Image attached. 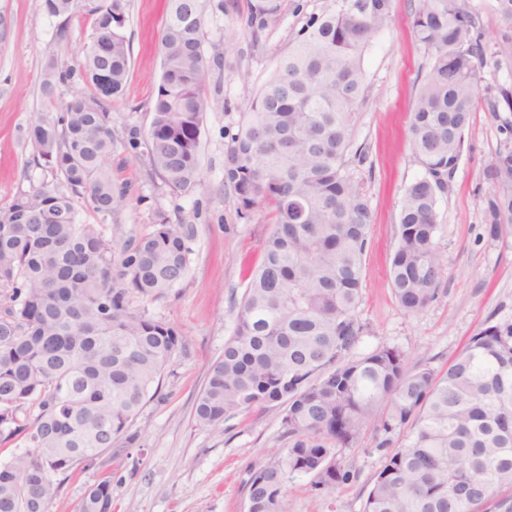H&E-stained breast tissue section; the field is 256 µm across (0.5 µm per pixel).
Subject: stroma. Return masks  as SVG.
Returning a JSON list of instances; mask_svg holds the SVG:
<instances>
[{
    "instance_id": "35a3bbf8",
    "label": "stroma",
    "mask_w": 512,
    "mask_h": 512,
    "mask_svg": "<svg viewBox=\"0 0 512 512\" xmlns=\"http://www.w3.org/2000/svg\"><path fill=\"white\" fill-rule=\"evenodd\" d=\"M258 2L206 0L204 48L221 56L207 90L223 99L224 106L203 118L201 185L189 193L172 191L152 171L142 147L118 149L112 158V178L126 190L105 226L116 247L150 233L162 214L192 231L182 282L163 298L137 297L132 302L133 308L178 328L184 343L162 375L158 396L143 406L131 427L135 445L111 462L70 473L49 512H76L86 487L106 475L112 478V512H247L249 464L289 444L279 407L253 408L216 425L196 419L209 370L233 332L248 271L260 263L273 230L268 208L258 207L246 219L237 214L234 192L224 181L231 137L257 88L275 71L306 20L330 4L278 0L276 15L254 31L245 19ZM468 2L484 35L481 101L465 133L451 189L438 203L436 242L448 270L436 299L414 315L398 305L388 269L398 242L402 196L423 174L410 144L409 124L431 55L413 35L410 20L416 0H393L390 23L363 54L365 102L356 114L353 145L364 160L354 172L373 222L357 307L368 333L357 351L394 346L412 368H443L489 320L512 318V232L491 239L484 221L491 192L484 169L504 146L490 102L512 95V58L495 53L505 31L500 0ZM166 8V0L127 2L130 63L124 92L111 109L116 137H124L129 127L145 130L150 125L162 75L160 37ZM59 26L43 0H0V208L20 192L53 180L51 170L36 159L27 127L43 103L41 82L50 51H57L60 68H78L92 23L85 14L74 15L62 42L56 37ZM378 440L370 427L341 448L359 477L335 495L315 493L303 476L290 481L289 512H362L381 465Z\"/></svg>"
}]
</instances>
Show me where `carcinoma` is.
Wrapping results in <instances>:
<instances>
[{
	"mask_svg": "<svg viewBox=\"0 0 512 512\" xmlns=\"http://www.w3.org/2000/svg\"><path fill=\"white\" fill-rule=\"evenodd\" d=\"M43 2L53 17H91L99 48L84 55L93 91L65 102L56 89L73 72L47 63L44 109L27 137L55 181L0 209V443L22 441L0 463V512H48L67 473L135 444L129 428L183 346L178 329L131 298L158 299L183 280L189 229L161 215L116 265L102 225L78 208L110 217L125 195L112 182L110 107L129 69L127 0ZM277 10L264 0L246 24L262 29ZM391 14L392 0H332L310 16L231 138L224 182L238 214L267 205L274 229L196 412L213 425L253 407L284 408L291 444L249 466L248 512H288L297 476L323 495L355 481L337 447L371 424L382 435L381 466L362 512H487L491 503L512 512V320L482 328L442 370L410 368L395 347L355 353L366 333L356 308L372 211L348 153L365 102L363 53ZM203 21V0H169L152 120L146 133L126 134L179 192L201 185L202 118L223 106L207 92ZM411 24L432 57L409 126L423 175L403 196L389 277L400 307L416 314L446 273L438 202L478 106L484 47L466 0H417ZM486 180V233L496 239L512 228L511 147L496 153ZM78 512H112V480L88 486Z\"/></svg>",
	"mask_w": 512,
	"mask_h": 512,
	"instance_id": "carcinoma-1",
	"label": "carcinoma"
}]
</instances>
